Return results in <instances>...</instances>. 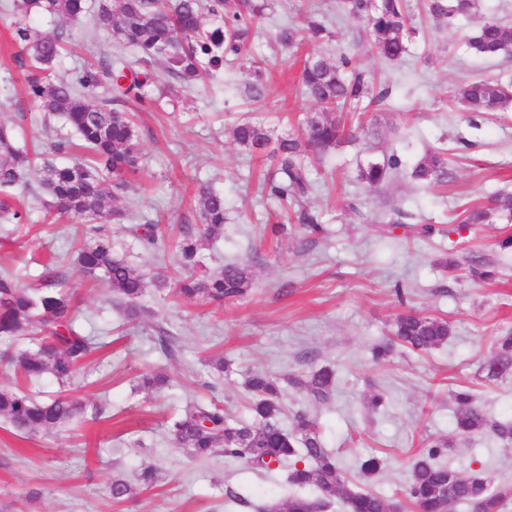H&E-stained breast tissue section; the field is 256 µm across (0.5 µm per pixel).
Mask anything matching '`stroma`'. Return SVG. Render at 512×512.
Listing matches in <instances>:
<instances>
[{"mask_svg": "<svg viewBox=\"0 0 512 512\" xmlns=\"http://www.w3.org/2000/svg\"><path fill=\"white\" fill-rule=\"evenodd\" d=\"M335 4L266 0L251 48L261 76L247 65L205 72L191 88L177 89L137 117L142 156L130 189L117 201L126 219L112 227L115 253L149 268L172 264L166 252L143 255L128 229L149 218L177 234L182 225L196 223L192 196L198 185H208L223 194L227 221L223 239L205 251L204 262L213 270L227 262L248 265L252 288L244 298L217 310L151 287L142 299L147 316L124 321L110 290L88 282L69 262L79 224L65 217L48 223L39 201L19 197L27 223L13 234L0 232V271L34 277L41 262L53 259L74 294L84 333L101 348L67 389L89 406L81 422L30 437L0 420V512H260L269 499L288 493L285 469L261 473L221 455L193 460L174 446L167 428L187 404L211 397L230 417H248L243 380L250 369L295 376L333 366L330 403L315 407L288 389L283 426L294 430L299 410L316 418L326 446L353 479L360 459L384 458L373 487L393 501L403 499L416 452L437 437L453 438L448 462L458 472L479 468L492 484L512 481V442L489 432L455 435L450 399L456 387L470 385L487 415L512 418V376H480L493 336L512 329V249L499 245L512 235V222L459 221L466 208L512 191V112L469 113L448 104L467 80L512 78V58L483 59L463 43L483 16L512 26V0H480L478 13L452 28L421 23L409 55L391 64L372 50L363 24L337 16ZM312 12L327 19L331 40L282 47L280 29L302 28ZM19 19L11 0H0V123L13 127L19 143L40 142L49 161L74 162L78 152L53 149L55 141L69 137V128L26 90L12 40ZM29 22L46 34L65 30L74 43L77 54L58 64V79H71L87 61L119 53L135 58L110 34L92 30L87 16L35 15ZM341 52L381 76L391 94L363 114L361 144L337 146L311 171L315 190L304 206L317 216L322 234L307 235L291 223L285 234L273 235L279 204L265 178L275 166L240 151L228 128L247 116L275 137L297 132L299 117L316 109L298 87L305 56L332 59ZM256 82L262 93L249 97ZM438 145L447 146L453 160L447 190L415 184L403 174L380 190L357 179L369 160L395 153L409 167L424 149ZM425 225L433 231L424 237ZM476 257L497 267L495 280L469 275ZM398 286L403 296L395 295ZM404 309L447 319L451 340L420 355L400 348L389 361L375 362L372 346L387 340L393 318ZM161 327L178 338L175 357L155 347ZM219 356L229 370L216 378L207 362ZM157 369L172 382L145 397L136 389L137 378ZM209 380L210 391L203 387ZM373 390L388 398L379 415L363 405L364 394ZM146 462L160 470L157 487L119 503L104 495L112 474L134 477ZM236 492L242 501L233 500Z\"/></svg>", "mask_w": 512, "mask_h": 512, "instance_id": "obj_1", "label": "stroma"}]
</instances>
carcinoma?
<instances>
[{
  "label": "carcinoma",
  "mask_w": 512,
  "mask_h": 512,
  "mask_svg": "<svg viewBox=\"0 0 512 512\" xmlns=\"http://www.w3.org/2000/svg\"><path fill=\"white\" fill-rule=\"evenodd\" d=\"M15 8L29 16L48 12L63 18L87 13L85 0H14ZM423 7L435 22L453 26L459 15L469 16L479 0H425ZM261 0H98L93 25L108 32L116 42L137 54V63L146 67L164 61L168 76L183 87L191 86L202 72H218L224 63L243 57L263 16ZM336 13L367 24L369 39L381 59L389 63L403 60L409 52L413 26L407 0H336ZM221 19L210 28L204 16ZM329 36L324 20H307L303 33L292 27L279 32L281 44L297 40L319 42ZM14 39L25 54L28 68L27 88L45 111L57 114L74 129L86 150L84 161L72 164L38 163L37 152L16 142L12 127L0 123V222L24 224L26 215L13 209L9 200L34 185L44 193L43 206L59 215L79 219L85 226V241L72 254V263L84 277L110 288L128 317L144 312L139 300L147 281L159 290H170L184 300L222 306L244 297L251 288L249 266L228 264L217 272L205 269L202 251L224 237L226 212L224 196L206 186L198 189L200 224H186L174 241L176 265L160 268L153 274L114 254L112 233L104 225L119 224L126 214L113 202L127 189L126 174L137 169L141 148L137 129L118 105L135 100L141 104L159 101L171 92L165 85L151 89L149 79L128 78L130 62L122 56L87 67L68 81H56L53 71L66 51L64 30L44 35L32 26L21 25ZM467 44L474 53L486 58L512 57V28L493 16H485ZM111 81L107 96L94 102L88 93ZM302 93L320 106V111L304 119L305 134H290L272 139L263 123L246 119L230 129L232 142L247 155L271 159L277 178L269 185L270 195L283 207L298 206L296 219L309 232L318 233L321 225L302 207L313 189L308 176L309 159L322 158L346 137L358 138L355 129L343 131L336 113L356 110L364 102L386 99L389 89L341 53L331 63L313 55L304 61ZM450 101L466 112H500L512 108V82L471 80L455 88ZM402 162L391 154L382 162H370L358 177L369 187H381L399 170ZM448 153L429 149L409 170L415 183L430 186L448 184ZM498 216L512 221V194L494 197L485 209L462 213L461 223L479 224ZM144 254L165 247L161 225L151 219L129 229ZM453 329L445 319L403 312L393 322L394 340L375 345L372 357L383 360L393 346L413 351L443 347ZM29 336L39 344L21 352L6 346L0 351V363L15 369L25 382L51 375L59 385L68 387L75 380L79 365L98 349V343L78 326V307L64 281L45 266L39 284H27L14 275H0V341ZM156 344L169 357L175 356L178 338L159 329ZM492 355L481 372L485 379L512 375V330L492 340ZM169 377L149 372L138 379V387L150 397L159 392ZM288 384L313 404H324L336 385L332 368L321 366L306 375L291 377ZM245 388L251 394L250 419L229 418L224 408L212 400L194 402L173 419L169 433L174 443L191 457L207 460L220 453L242 460L258 471L271 470V464L288 466L286 484L295 492L285 498L271 499L263 512H315L332 503L343 512H394L401 505L343 474L334 452L325 448L318 424L304 412L296 414V431L281 426L286 413L284 389L280 381L264 372L245 373ZM456 405V434L491 431L501 440L512 441V420L489 419L478 403L474 389L462 386L452 391ZM86 405L67 394L38 399L16 388L0 387V418L27 435H48L85 413ZM451 440L429 441L413 458L405 486V496L414 508L425 512H454L462 504L472 512H505L512 504V483L491 484L483 472L466 475L444 460ZM384 466V459L370 455L358 463L359 475L369 481ZM158 484V469L145 463L136 483L124 476H112L107 493L121 502ZM308 490L311 495L301 494Z\"/></svg>",
  "instance_id": "1"
}]
</instances>
